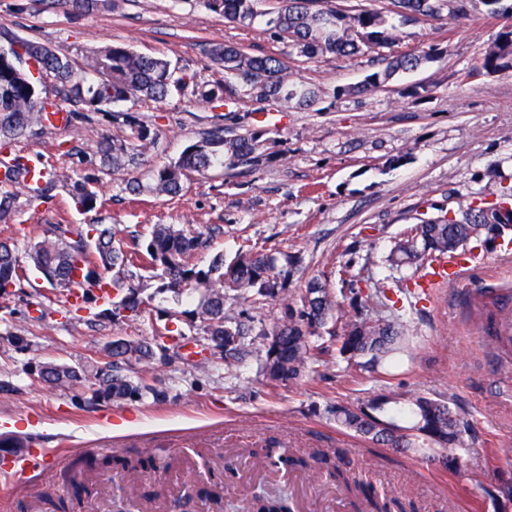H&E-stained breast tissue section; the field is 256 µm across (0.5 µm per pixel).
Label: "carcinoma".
I'll list each match as a JSON object with an SVG mask.
<instances>
[{
  "label": "carcinoma",
  "instance_id": "1",
  "mask_svg": "<svg viewBox=\"0 0 512 512\" xmlns=\"http://www.w3.org/2000/svg\"><path fill=\"white\" fill-rule=\"evenodd\" d=\"M377 8L336 6V0H204L205 7L224 18V22L250 30L256 27L268 38L283 45L278 54H249L241 47L213 42L206 55L223 73L213 83H198L172 65L162 52L144 53L126 44L112 43L85 56L79 65L69 53L19 35L0 26V46L13 49L0 51V151L10 150L18 141L44 131L46 110L34 109V99L42 95L40 85L45 76L54 81L55 93L70 108L54 112L63 114L65 125L72 126L80 111L108 114L112 123L128 128L127 135L99 139L91 158L92 171L70 174L48 170L32 175L35 166L24 155L15 154L0 160V222L15 211L16 187L29 193V200L46 203L63 188L75 208L85 213L104 205L99 192L107 177L119 176L125 190L135 196L145 193L155 197L174 198L182 195L194 176L205 177L215 169L233 170L240 166L259 169L283 159L276 149L277 140L262 126L225 135L224 125L213 124L199 139L189 144L178 158L141 172L145 157L158 149V134L135 113L109 112L108 108L124 103H161L188 86L196 98L207 104H269L280 112L290 108H312L322 99L320 88L294 75L288 65L292 56L318 60L325 56H357L375 52L407 38L403 26L411 21L438 19L449 11L466 12V0H388ZM119 0H78L77 14L101 8L118 9ZM438 48L432 46L421 53L403 52L384 59L383 66L365 79L343 90L345 95H363L382 88L401 73L417 69L434 59ZM481 69L496 73L512 69V31L504 33L493 45L481 52ZM512 223V190L495 202L474 201L457 212L436 220L415 224L397 241L387 257L391 267L423 268L429 262L456 252L475 241L501 234L504 225ZM94 236L75 234L70 225H57L53 239L33 243L22 263L10 238L0 239V296L29 280V271L39 272L50 284L62 288L110 289L121 295L112 303V314L130 311L139 317L145 313L140 290L126 281L122 272L134 267L146 278L159 282L157 290L177 295L187 293L197 298L194 308L178 316L200 323L206 335L224 350L228 366L240 360L244 336L251 330V319L243 310L227 303L230 293L251 294L255 299L279 304L281 316L267 339L261 372L268 385L274 387L303 377L308 366L329 352L319 342L330 324H341V331L331 332L339 354L349 360L368 357L377 367L393 363L402 350L405 324L394 317L379 315L376 301L385 297L381 282L370 281L369 293L362 295L354 288V280L346 277L352 261L338 270L342 286L349 295L339 297L318 278L308 280L303 288H293L294 275L302 266V256L263 246L246 244L230 261L217 253L201 265L198 255L210 247L211 237L224 232L215 225L207 231L182 228L171 224H155L145 236L131 235L130 244L115 240V232L99 224L93 225ZM82 268L84 281L76 283L72 275ZM178 344V335L167 327L152 338L117 337L109 343L112 361L107 370H95L94 394L113 401L133 400L149 389L143 371L156 355L166 350V341ZM41 381L54 387H67L86 377V370L55 362L42 363L30 369ZM325 418L360 438L392 448L398 452L446 459V468H459L456 450L465 447L467 425L451 409L449 402L427 396L411 400L398 393L380 394L360 406L341 403L324 409ZM406 420L405 427L397 420ZM250 456L273 468L291 467L310 471L312 464L323 465L324 476L343 491L356 512H414L413 504H405L396 496L378 492L349 471L330 462L320 449L291 452L286 448H251ZM171 464L159 467L153 458L128 457L112 453L79 459L64 474L73 493H79L85 471H123L157 473Z\"/></svg>",
  "mask_w": 512,
  "mask_h": 512
}]
</instances>
